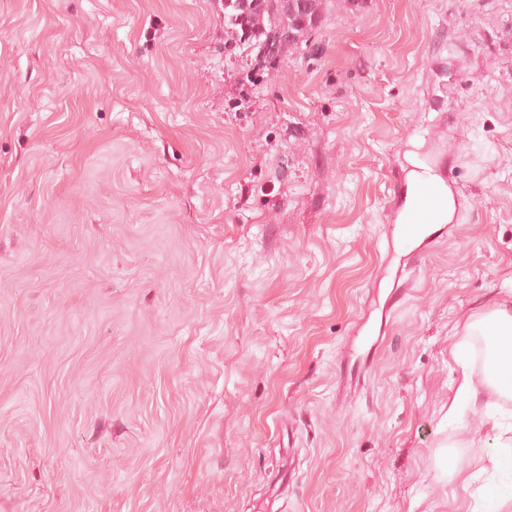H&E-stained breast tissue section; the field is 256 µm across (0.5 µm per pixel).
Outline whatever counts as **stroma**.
Listing matches in <instances>:
<instances>
[{
	"mask_svg": "<svg viewBox=\"0 0 512 512\" xmlns=\"http://www.w3.org/2000/svg\"><path fill=\"white\" fill-rule=\"evenodd\" d=\"M432 135L455 218L384 318ZM511 287L512 0L332 5L269 66L224 0H0V512H485L443 407Z\"/></svg>",
	"mask_w": 512,
	"mask_h": 512,
	"instance_id": "35a3bbf8",
	"label": "stroma"
}]
</instances>
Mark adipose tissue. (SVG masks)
<instances>
[{
	"mask_svg": "<svg viewBox=\"0 0 512 512\" xmlns=\"http://www.w3.org/2000/svg\"><path fill=\"white\" fill-rule=\"evenodd\" d=\"M464 328L468 334L482 336L486 344L481 373L463 369L461 379L448 397L449 413H456L461 403L480 409L486 391L512 399V301L500 300L469 316ZM493 456L497 479L486 489L491 512H512V437L497 440Z\"/></svg>",
	"mask_w": 512,
	"mask_h": 512,
	"instance_id": "ef3b65f1",
	"label": "adipose tissue"
}]
</instances>
